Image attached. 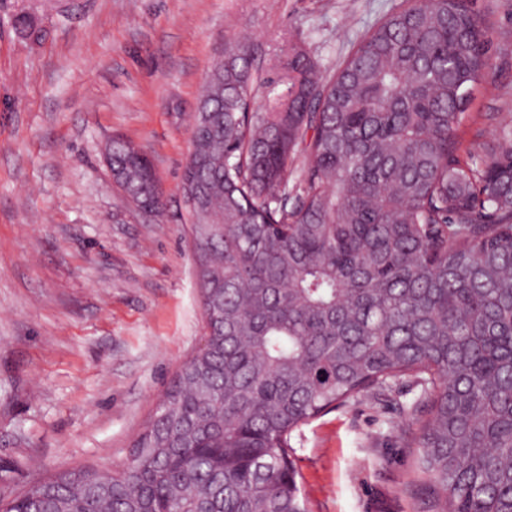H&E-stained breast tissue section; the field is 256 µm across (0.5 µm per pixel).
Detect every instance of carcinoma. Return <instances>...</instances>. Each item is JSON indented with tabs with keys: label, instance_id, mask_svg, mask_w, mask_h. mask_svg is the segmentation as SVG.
I'll list each match as a JSON object with an SVG mask.
<instances>
[{
	"label": "carcinoma",
	"instance_id": "cac0c4a2",
	"mask_svg": "<svg viewBox=\"0 0 512 512\" xmlns=\"http://www.w3.org/2000/svg\"><path fill=\"white\" fill-rule=\"evenodd\" d=\"M489 51L469 0H409L328 77L292 47L260 106L249 46L227 44L183 181L203 188L206 343L122 470L62 471L0 512H308L291 433L400 380L425 399L408 447L430 512H512V113L480 154L456 136ZM107 152L160 208L140 148Z\"/></svg>",
	"mask_w": 512,
	"mask_h": 512
}]
</instances>
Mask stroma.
<instances>
[{
	"label": "stroma",
	"instance_id": "35a3bbf8",
	"mask_svg": "<svg viewBox=\"0 0 512 512\" xmlns=\"http://www.w3.org/2000/svg\"><path fill=\"white\" fill-rule=\"evenodd\" d=\"M404 0H0V500L59 471L121 468L205 327L180 192L200 90L228 39L264 89L306 49L332 72ZM491 66L458 129L493 140L512 112V0H474ZM34 16L37 38L10 19ZM151 159L149 217L111 182L104 147ZM408 382L300 426L292 459L310 512H426L407 487Z\"/></svg>",
	"mask_w": 512,
	"mask_h": 512
}]
</instances>
